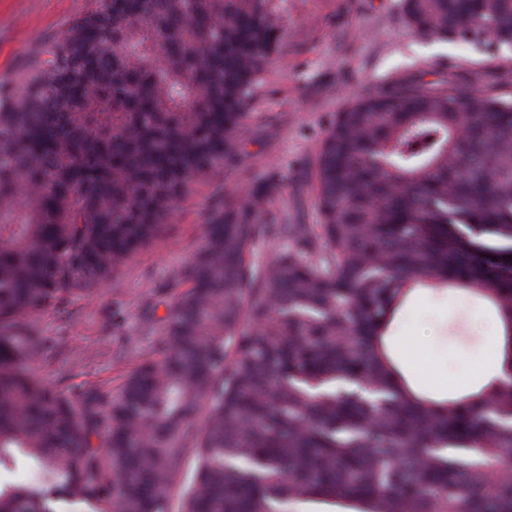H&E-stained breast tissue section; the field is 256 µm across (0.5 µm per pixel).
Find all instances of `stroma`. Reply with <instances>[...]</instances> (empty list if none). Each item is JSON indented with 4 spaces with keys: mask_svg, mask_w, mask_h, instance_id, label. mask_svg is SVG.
Wrapping results in <instances>:
<instances>
[{
    "mask_svg": "<svg viewBox=\"0 0 512 512\" xmlns=\"http://www.w3.org/2000/svg\"><path fill=\"white\" fill-rule=\"evenodd\" d=\"M400 3L287 0L277 53L239 143L243 172L204 176L160 234L114 268L107 283L36 318L44 340L36 369L49 386L104 383L120 390L153 352L147 304L181 290L177 274L201 242L209 207L239 182L277 176L269 210L287 214L292 224L318 223L319 146L336 114L376 91L383 75L433 81L456 65L512 98V51L416 36ZM91 7L92 0H0V82L20 86L33 62ZM491 323L477 304L429 293L411 305L397 334L408 352L443 357L453 382L485 354Z\"/></svg>",
    "mask_w": 512,
    "mask_h": 512,
    "instance_id": "35a3bbf8",
    "label": "stroma"
}]
</instances>
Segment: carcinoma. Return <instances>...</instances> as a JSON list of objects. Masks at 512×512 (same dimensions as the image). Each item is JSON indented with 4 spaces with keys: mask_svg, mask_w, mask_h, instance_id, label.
I'll use <instances>...</instances> for the list:
<instances>
[{
    "mask_svg": "<svg viewBox=\"0 0 512 512\" xmlns=\"http://www.w3.org/2000/svg\"><path fill=\"white\" fill-rule=\"evenodd\" d=\"M284 2L96 0L0 84V469L43 468L0 484V512H52L53 490L91 512H512V356L474 395L421 401L381 343L415 288L462 291L512 337V98L452 68L337 113L321 223L269 215L274 176L220 198L118 396L36 371L32 318L236 170ZM402 8L418 36L512 47V0Z\"/></svg>",
    "mask_w": 512,
    "mask_h": 512,
    "instance_id": "cac0c4a2",
    "label": "carcinoma"
}]
</instances>
